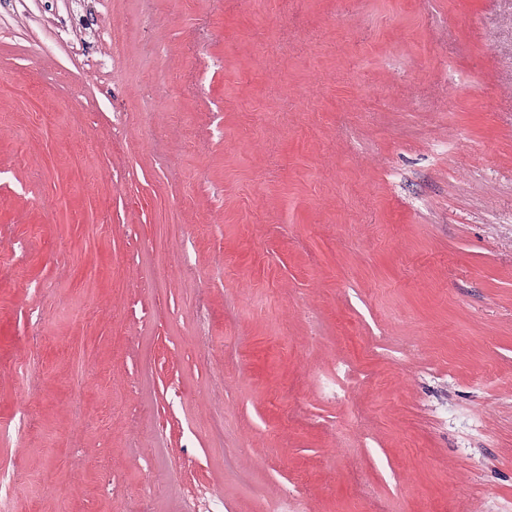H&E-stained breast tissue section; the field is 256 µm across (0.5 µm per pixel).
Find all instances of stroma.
Returning <instances> with one entry per match:
<instances>
[{"label": "stroma", "instance_id": "1", "mask_svg": "<svg viewBox=\"0 0 512 512\" xmlns=\"http://www.w3.org/2000/svg\"><path fill=\"white\" fill-rule=\"evenodd\" d=\"M0 77L11 512H512V0H0ZM79 363V372L70 381V394L66 401L67 408L73 411V426L75 428L83 427L86 422V416L80 409V400L86 383V373L89 367H92L95 363L93 352H84Z\"/></svg>", "mask_w": 512, "mask_h": 512}]
</instances>
